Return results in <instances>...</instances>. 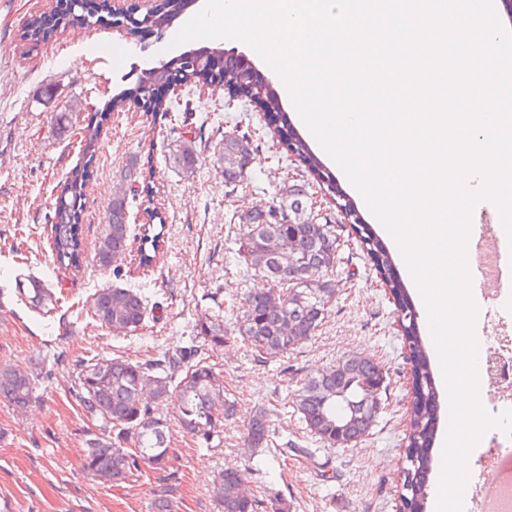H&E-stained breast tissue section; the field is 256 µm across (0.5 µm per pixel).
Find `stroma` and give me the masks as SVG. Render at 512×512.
Instances as JSON below:
<instances>
[{
    "label": "stroma",
    "instance_id": "35a3bbf8",
    "mask_svg": "<svg viewBox=\"0 0 512 512\" xmlns=\"http://www.w3.org/2000/svg\"><path fill=\"white\" fill-rule=\"evenodd\" d=\"M55 0H0V366L31 371L32 399L25 408L0 401V512H152L169 495L173 512H218L211 490L224 469L241 470L251 495L280 497L289 512H396L411 413L409 351L397 305L365 245L352 232L336 197L325 195L306 163L286 155L267 117L247 111L241 97L201 83L169 94L168 112H146L132 101L112 107L113 97L136 87L159 61L205 46L245 55L258 70L264 61L248 45L228 39L173 46L185 20L203 0H185L162 29L128 34L102 10L88 28H58L40 45L26 39V25L49 12ZM289 126L357 210L381 232L362 198L325 155L296 109L282 100ZM111 109L85 189L82 212L85 259L80 271L56 269L48 232L53 204L66 175L82 157L81 135L91 116ZM73 115L58 132L54 115ZM238 123L249 135L255 160L237 187L225 185L217 150ZM193 135L201 162L194 172L172 167L168 155ZM151 163L154 196L129 192L131 236L121 259L98 267L94 250L107 232L106 216L120 176L131 162ZM305 185L312 213L339 241L333 278L336 296L319 330L283 357L266 360L237 332L243 298L271 288L261 274L243 270L235 253L244 215L279 200L285 185ZM154 205L165 220L164 255L150 271L137 267L142 213ZM50 284L54 310L38 312L16 292L24 276ZM137 288L148 314L139 330L116 335L100 326L92 301L100 288ZM224 317V346L205 355L224 380L237 411L210 442L192 438L172 405L158 412L169 423L172 460L167 472L141 468L128 482L108 485L83 468L86 441L96 428L73 393L80 364L120 357L142 362L188 345L201 316ZM350 356L380 361L386 370L382 409L369 433L352 448H333L313 436L297 410L302 384ZM265 409L273 435L258 448L244 434L250 414ZM295 452L283 455L282 444Z\"/></svg>",
    "mask_w": 512,
    "mask_h": 512
}]
</instances>
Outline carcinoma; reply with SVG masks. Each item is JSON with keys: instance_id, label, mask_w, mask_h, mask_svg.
<instances>
[{"instance_id": "1", "label": "carcinoma", "mask_w": 512, "mask_h": 512, "mask_svg": "<svg viewBox=\"0 0 512 512\" xmlns=\"http://www.w3.org/2000/svg\"><path fill=\"white\" fill-rule=\"evenodd\" d=\"M62 8L48 21L42 17L29 20L27 36L40 42L57 26H85L89 21L71 10L68 0H60ZM195 79L224 87L223 61L216 58L208 69ZM244 96L267 113H278L281 105L272 90L246 92ZM108 112L100 113V121L89 124L82 135L83 164L66 177L64 189L54 203L50 224V247L57 268L78 270L83 264L81 237V191L92 174L96 146ZM284 150L309 164L318 181L332 194L343 196L335 179L324 171L306 143L294 135L281 140ZM253 153L250 138L234 130L224 135L218 155L224 181H229L247 165ZM169 163L186 172L195 170L199 157L192 141L183 140L168 157ZM309 194L302 185L288 187L278 202L260 207L245 216V232L240 239L238 262L254 269L280 285L275 292H258L245 300L238 331L251 347L268 359L280 357L309 339L322 326L327 307L336 294L335 280L330 278L337 263V239L330 226L318 224L310 217ZM282 212L286 224H269L274 211ZM347 219L390 288L404 298L402 308L412 318L404 325L415 370L422 379L426 396L424 404L410 415L407 456L418 461L414 478L416 486L408 496L415 499L422 512L428 495V474L431 470V444L436 438L439 419V393L435 386L430 359L423 342L414 306L404 284L395 274L393 259L384 242L378 238L356 213L345 210ZM128 211L126 192L114 194L109 209L108 231L99 242L94 260L97 266H112L127 249ZM299 239L298 247L288 240ZM163 231L144 229L139 247V265L150 267L163 250ZM18 292L32 307L43 310L52 303L51 289L41 280H29L28 288ZM93 316L100 325L116 334L136 330L146 315V300L134 288L109 286L99 289L92 302ZM196 338L201 344L168 349L145 362L132 363L120 358L102 359L81 366L78 372L77 397L83 411L99 423V433L87 439L84 468L104 484L119 485L134 476L141 466L166 471L171 459L166 419L155 407L172 401L176 417L190 435L209 442L217 433L219 423L234 412V402L224 397L220 375L202 357L206 345H224V319L220 315L196 324ZM385 381L383 367L372 359L351 357L341 360L309 378L298 394L297 410L306 429L331 446L338 442L356 445L375 425L379 410L357 408L366 398H377ZM32 374L19 366L0 367V401L22 408L31 400ZM247 440L261 446L269 440L270 420L265 410L255 411L246 427ZM133 447H127V444ZM243 476L237 470L224 471L215 481L213 497L221 512H260L263 502L240 491Z\"/></svg>"}]
</instances>
